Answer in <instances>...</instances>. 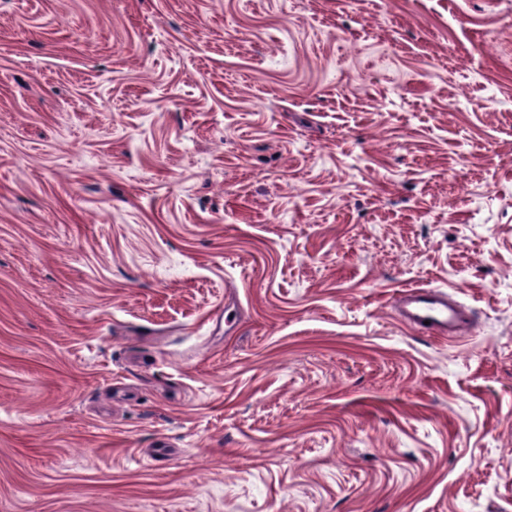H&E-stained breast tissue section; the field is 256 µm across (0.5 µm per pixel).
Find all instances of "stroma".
<instances>
[{
    "label": "stroma",
    "instance_id": "stroma-1",
    "mask_svg": "<svg viewBox=\"0 0 512 512\" xmlns=\"http://www.w3.org/2000/svg\"><path fill=\"white\" fill-rule=\"evenodd\" d=\"M0 512H512V0H0ZM403 296L410 307L407 311L410 321L430 332L445 333L464 319V308L448 303L445 297L439 296V292L431 288L411 287L403 291ZM424 321H429V324H424Z\"/></svg>",
    "mask_w": 512,
    "mask_h": 512
}]
</instances>
